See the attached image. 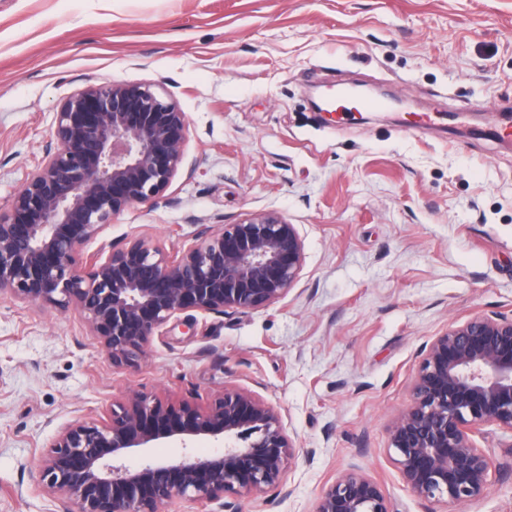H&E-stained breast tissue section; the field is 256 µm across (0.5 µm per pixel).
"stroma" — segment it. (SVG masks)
<instances>
[{"label":"stroma","instance_id":"35a3bbf8","mask_svg":"<svg viewBox=\"0 0 512 512\" xmlns=\"http://www.w3.org/2000/svg\"><path fill=\"white\" fill-rule=\"evenodd\" d=\"M147 83L189 123L164 196L85 242L142 238L166 255L197 225L277 212L305 241L299 281L269 307L195 314L116 364L75 307L0 295V512H60L38 484L59 431L135 393L206 407L242 389L296 450L286 492L237 512H315L348 471L394 512H454L413 494L390 449L425 344L474 316H512V0H0V206L90 83ZM359 83L371 119L318 111ZM484 495L512 512V435L485 426Z\"/></svg>","mask_w":512,"mask_h":512}]
</instances>
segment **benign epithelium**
<instances>
[{
	"label": "benign epithelium",
	"mask_w": 512,
	"mask_h": 512,
	"mask_svg": "<svg viewBox=\"0 0 512 512\" xmlns=\"http://www.w3.org/2000/svg\"><path fill=\"white\" fill-rule=\"evenodd\" d=\"M188 123L145 83H92L55 113V147L6 208L0 207V293L74 305L112 362H133L175 316L244 314L299 280L304 239L276 212L214 228L173 256L134 239L111 244L84 271L79 247L134 203L162 197L185 159ZM512 433V318L472 317L425 348L411 400L391 430L403 480L419 498L457 508L480 497L493 459L475 444L482 427ZM208 438L221 450L169 460L127 453L160 439ZM293 442L282 418L233 389L199 408L131 396L100 419L62 429L45 458L42 489L61 512H163L178 499L224 502L282 484ZM316 512H394L382 487L357 472L327 485Z\"/></svg>",
	"instance_id": "7a95c632"
}]
</instances>
